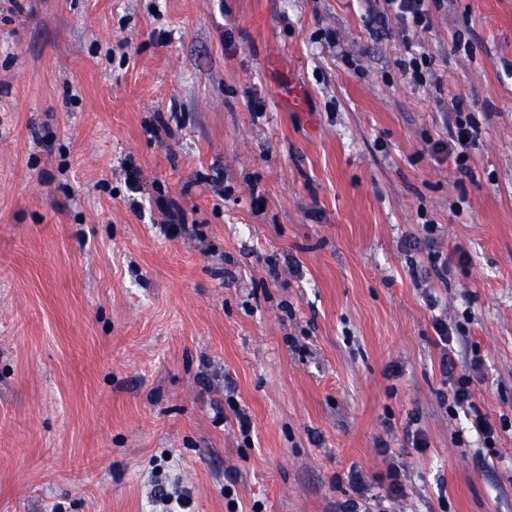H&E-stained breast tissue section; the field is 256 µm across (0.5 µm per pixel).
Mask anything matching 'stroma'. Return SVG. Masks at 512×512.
I'll return each instance as SVG.
<instances>
[{
  "mask_svg": "<svg viewBox=\"0 0 512 512\" xmlns=\"http://www.w3.org/2000/svg\"><path fill=\"white\" fill-rule=\"evenodd\" d=\"M372 6L0 0V512H339L352 468L378 512H512V0L406 37ZM454 97L466 175L431 150ZM427 223L442 276L402 247ZM438 315L492 444L444 400ZM156 204L159 213L162 215L161 226L168 236H176L181 234L185 229V224H182L183 212L179 205L173 200L166 197H157Z\"/></svg>",
  "mask_w": 512,
  "mask_h": 512,
  "instance_id": "obj_1",
  "label": "stroma"
}]
</instances>
